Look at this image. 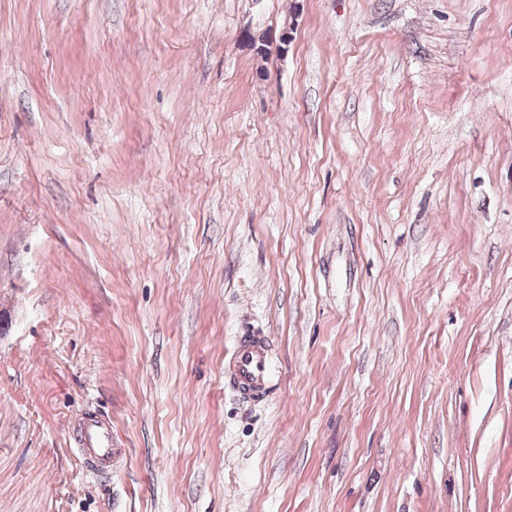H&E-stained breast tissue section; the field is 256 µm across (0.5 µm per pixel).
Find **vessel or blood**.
Returning <instances> with one entry per match:
<instances>
[{
	"instance_id": "1",
	"label": "vessel or blood",
	"mask_w": 512,
	"mask_h": 512,
	"mask_svg": "<svg viewBox=\"0 0 512 512\" xmlns=\"http://www.w3.org/2000/svg\"><path fill=\"white\" fill-rule=\"evenodd\" d=\"M231 360L233 384L242 397L261 400L271 394L276 375L269 337L258 332L239 337ZM77 443L84 460L112 459V431L104 422L82 428Z\"/></svg>"
}]
</instances>
